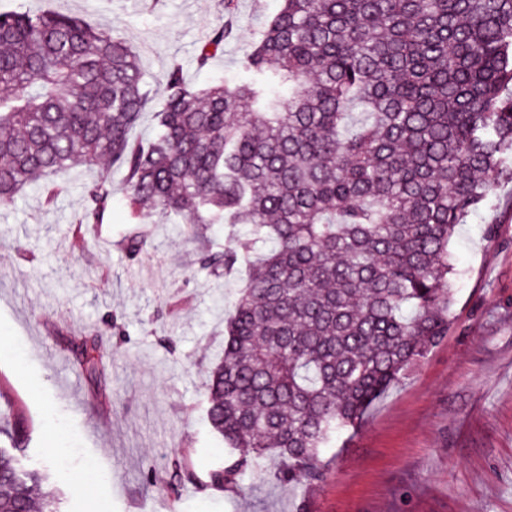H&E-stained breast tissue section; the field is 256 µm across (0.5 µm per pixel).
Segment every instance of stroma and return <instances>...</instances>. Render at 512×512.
I'll use <instances>...</instances> for the list:
<instances>
[{"instance_id": "1", "label": "stroma", "mask_w": 512, "mask_h": 512, "mask_svg": "<svg viewBox=\"0 0 512 512\" xmlns=\"http://www.w3.org/2000/svg\"><path fill=\"white\" fill-rule=\"evenodd\" d=\"M282 0H236L237 35L210 67L196 49L224 11L222 0H0V10H51L110 28L138 52L155 97L179 61L199 88L234 79L264 17ZM90 171L75 167L53 205L36 190L0 208V385L32 429L30 453L48 470L47 496L60 512H512V209L477 212L449 247L460 276L447 336L369 408L326 453L322 482L288 485L268 455L241 487L187 484L169 492L175 459L198 476L222 443L206 419L204 389L224 353L226 313L243 279L214 277L200 262L228 239L184 234L189 216L156 227L154 249L130 261L122 193L107 223L73 241ZM493 238H485L486 227ZM117 320L106 342V387L93 389L66 337ZM75 443L67 469L59 447ZM103 482L79 488L84 459Z\"/></svg>"}]
</instances>
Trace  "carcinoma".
<instances>
[{
	"instance_id": "carcinoma-1",
	"label": "carcinoma",
	"mask_w": 512,
	"mask_h": 512,
	"mask_svg": "<svg viewBox=\"0 0 512 512\" xmlns=\"http://www.w3.org/2000/svg\"><path fill=\"white\" fill-rule=\"evenodd\" d=\"M235 37L220 18L207 67ZM243 76L205 89L164 75L156 133L138 52L65 13L0 11V205L77 164L124 172L133 231L189 214L233 244L201 263L246 283L206 389L226 456L209 486H238L270 452L280 478L316 484L325 454L406 369L448 335L457 225L512 181V0H283L245 52ZM115 188L84 184L76 233L104 224ZM108 330L67 339L99 388ZM21 412L0 414V512H59L27 455Z\"/></svg>"
}]
</instances>
